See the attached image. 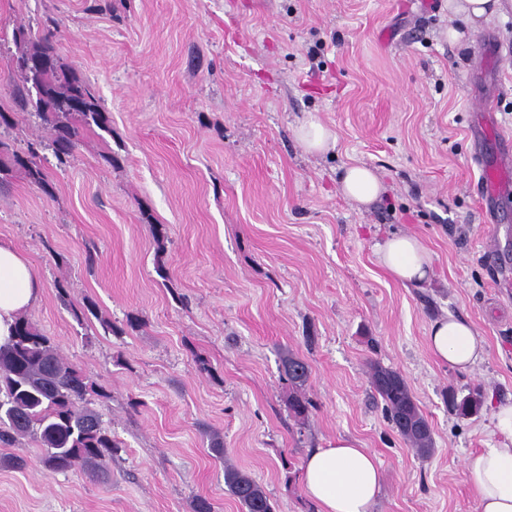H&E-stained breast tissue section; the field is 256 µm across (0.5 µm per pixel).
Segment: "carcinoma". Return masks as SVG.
<instances>
[{"label":"carcinoma","instance_id":"1","mask_svg":"<svg viewBox=\"0 0 512 512\" xmlns=\"http://www.w3.org/2000/svg\"><path fill=\"white\" fill-rule=\"evenodd\" d=\"M13 41L23 46L18 61L25 58L54 60L53 83L44 98H21L33 116L51 128L50 143L57 165L64 167L73 158L80 131L97 127L109 130V117L103 112L89 84L74 69L63 64L56 52V32L48 28L37 40L26 28L13 29ZM24 171L30 183L44 193L52 187L42 166L37 147L12 150L0 142V181L13 171ZM282 367L288 381L302 388L309 378L307 363L287 353ZM372 387L383 402L387 419L416 453L427 458L433 451L431 428L415 402L403 376L380 365H372ZM108 394L89 381L83 371L64 361L52 340L26 316L18 317L15 333L0 345V442L10 445L29 438L39 444L42 464L50 472L81 470L91 476L103 472V461L118 448L112 431L92 407L90 394ZM482 391L474 388L454 404L461 418L477 414ZM224 485L245 512H274L265 488L241 469L224 467Z\"/></svg>","mask_w":512,"mask_h":512}]
</instances>
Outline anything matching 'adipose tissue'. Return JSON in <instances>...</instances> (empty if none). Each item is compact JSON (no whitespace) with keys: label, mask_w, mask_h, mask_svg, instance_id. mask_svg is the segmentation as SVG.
<instances>
[{"label":"adipose tissue","mask_w":512,"mask_h":512,"mask_svg":"<svg viewBox=\"0 0 512 512\" xmlns=\"http://www.w3.org/2000/svg\"><path fill=\"white\" fill-rule=\"evenodd\" d=\"M342 194L367 206L385 191L375 172L351 164L340 175ZM382 267L404 287H422L431 274L432 257L422 241L409 234H392L376 245ZM43 291L31 260L12 246L0 243V344L11 337L21 313L34 306ZM428 347L449 368L466 372L486 355L483 337L463 318L444 317L431 323ZM493 433L499 444L466 455L465 480L475 512H512V404L493 411ZM381 465L369 449L340 438L326 448L311 451L302 482L318 512H373L381 491Z\"/></svg>","instance_id":"ef3b65f1"}]
</instances>
